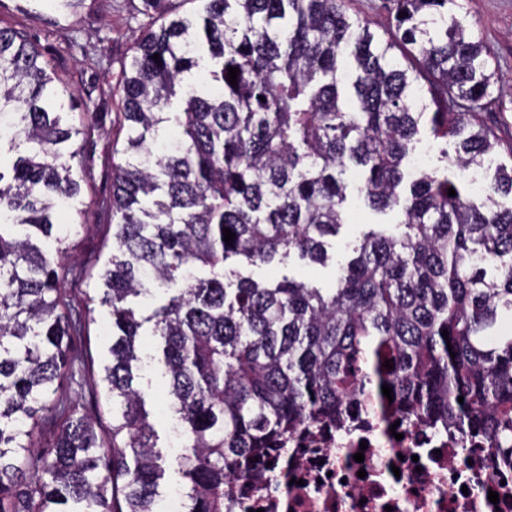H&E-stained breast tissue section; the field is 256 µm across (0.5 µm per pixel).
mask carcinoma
<instances>
[{
    "mask_svg": "<svg viewBox=\"0 0 512 512\" xmlns=\"http://www.w3.org/2000/svg\"><path fill=\"white\" fill-rule=\"evenodd\" d=\"M180 2L142 0L162 23L124 64L112 254L82 307L60 285L66 241L86 223L78 169L94 116L68 111L72 82L0 26V512H158L145 330L184 440L187 512H224L230 462L339 413L359 362L396 409L488 428L491 447L512 448V167L496 168L481 204L466 196L465 172L503 146L478 119L493 99L489 53L448 10L455 0H394L379 31L350 0ZM424 127L455 156L412 176ZM352 190L404 220L363 232L335 287L238 270L325 264ZM97 305L110 317L106 436L57 396L79 375L69 339Z\"/></svg>",
    "mask_w": 512,
    "mask_h": 512,
    "instance_id": "carcinoma-1",
    "label": "carcinoma"
}]
</instances>
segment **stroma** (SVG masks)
<instances>
[{"mask_svg": "<svg viewBox=\"0 0 512 512\" xmlns=\"http://www.w3.org/2000/svg\"><path fill=\"white\" fill-rule=\"evenodd\" d=\"M19 10L0 12V22L25 30L49 57L56 71L72 76L76 83L74 109L96 114L97 129L82 156L80 207L87 211V222L70 239L65 293L75 304H83L95 286L93 278L112 250V142L121 137L119 82L122 64L147 22L140 13L141 0H18ZM459 11L474 28L492 54L500 88L496 98L485 106L483 118L496 124L503 138L512 137V0H457ZM398 212L378 214L359 199H351L344 226L328 250L326 264L298 258L282 263L244 267V275L257 281L289 277L323 287L335 283L336 262L346 245L371 224L401 221ZM107 314L97 309L95 320L82 336L76 337L71 351L81 361L84 380L64 386L60 397L84 408L100 421V432H107L110 419L103 412L99 373L106 357L104 329ZM165 380L154 367H147L141 380L146 408L158 435V448L170 464L165 491L178 489L180 476L174 462L181 452L170 427L169 410L163 401Z\"/></svg>", "mask_w": 512, "mask_h": 512, "instance_id": "obj_1", "label": "stroma"}]
</instances>
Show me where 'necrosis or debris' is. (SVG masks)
Returning <instances> with one entry per match:
<instances>
[{
	"label": "necrosis or debris",
	"mask_w": 512,
	"mask_h": 512,
	"mask_svg": "<svg viewBox=\"0 0 512 512\" xmlns=\"http://www.w3.org/2000/svg\"><path fill=\"white\" fill-rule=\"evenodd\" d=\"M354 389L336 418L241 461L225 512H512V450L457 422L401 416L377 400L366 369Z\"/></svg>",
	"instance_id": "1"
}]
</instances>
